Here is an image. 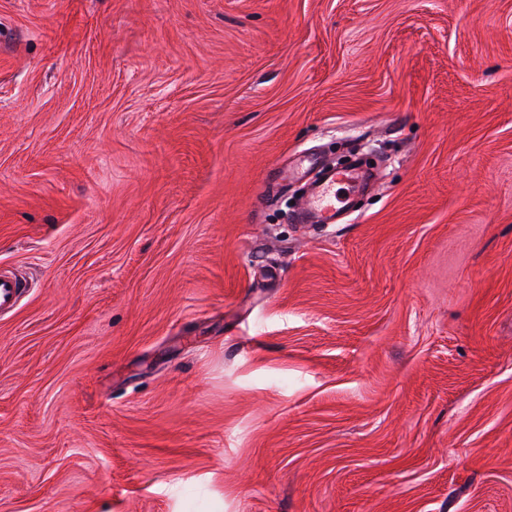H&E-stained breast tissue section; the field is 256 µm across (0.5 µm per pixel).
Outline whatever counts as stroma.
I'll return each mask as SVG.
<instances>
[{"instance_id": "35a3bbf8", "label": "stroma", "mask_w": 512, "mask_h": 512, "mask_svg": "<svg viewBox=\"0 0 512 512\" xmlns=\"http://www.w3.org/2000/svg\"><path fill=\"white\" fill-rule=\"evenodd\" d=\"M12 265L0 512H512V0H0ZM383 161L382 154L376 149L346 140L336 147V153H333L329 163L336 171L362 170L375 176ZM336 182L355 183L356 177L350 173L332 172L322 181L314 183L304 200V209L300 213L302 222L336 224L344 208V202L336 200V191L333 190Z\"/></svg>"}]
</instances>
